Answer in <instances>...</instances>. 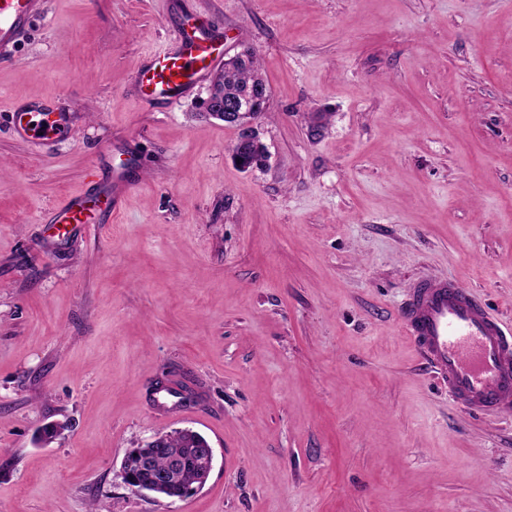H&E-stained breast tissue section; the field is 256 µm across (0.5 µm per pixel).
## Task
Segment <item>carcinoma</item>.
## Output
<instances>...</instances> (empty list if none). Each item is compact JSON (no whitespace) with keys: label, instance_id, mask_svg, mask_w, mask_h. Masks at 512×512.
Wrapping results in <instances>:
<instances>
[{"label":"carcinoma","instance_id":"1","mask_svg":"<svg viewBox=\"0 0 512 512\" xmlns=\"http://www.w3.org/2000/svg\"><path fill=\"white\" fill-rule=\"evenodd\" d=\"M261 65L257 54L244 50L237 59L224 66L211 86L213 97L234 99L248 109L264 114L268 109V98L265 97V82L261 77ZM192 435H173L162 448H134L125 457L124 469L134 475L140 482H146L153 471L168 466L173 458L178 461L174 479L170 488L158 493V496L171 498L182 496L193 489L197 482L198 463L192 449Z\"/></svg>","mask_w":512,"mask_h":512}]
</instances>
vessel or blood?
<instances>
[{"label":"vessel or blood","instance_id":"obj_1","mask_svg":"<svg viewBox=\"0 0 512 512\" xmlns=\"http://www.w3.org/2000/svg\"><path fill=\"white\" fill-rule=\"evenodd\" d=\"M43 5L44 0H0V51L15 46ZM223 66V28L187 15L176 39L142 60L125 93L151 108L167 109ZM71 131V114L54 100L23 99L12 108V133L21 141L49 146ZM88 177L90 190L69 195L53 210L52 223L93 224L101 211L118 215L136 185L123 170L105 182L94 169ZM402 323L419 354L467 410L512 409V332L473 291L453 280H422L402 310Z\"/></svg>","mask_w":512,"mask_h":512}]
</instances>
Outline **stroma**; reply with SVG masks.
<instances>
[{
	"mask_svg": "<svg viewBox=\"0 0 512 512\" xmlns=\"http://www.w3.org/2000/svg\"><path fill=\"white\" fill-rule=\"evenodd\" d=\"M181 2L259 56L265 166L207 86L125 95L166 0H46L0 53V512H512V410L457 405L400 318L448 278L512 329V0ZM21 98L70 137L12 136ZM98 163L141 167L119 215L50 224ZM185 427L206 485L131 490ZM12 112V133L21 141L50 146L68 138L72 115L51 99H22ZM161 434H156L149 443L152 448H133L125 457L124 469L134 475L140 483H147L153 471L165 469L172 458L177 459L178 468L174 472V479L169 490H152L149 493L160 497L171 499L178 496V499H184L182 496L186 492L194 489L197 482L198 463L194 452L190 447L194 441L195 435H173L164 444L160 442ZM196 454L201 459L202 468L198 473V484L194 491L202 488L212 471L214 461V450L207 439H196L194 441ZM123 469V479L125 483L138 491L137 481L134 477ZM192 491L191 493H193ZM182 496V497H181Z\"/></svg>",
	"mask_w": 512,
	"mask_h": 512,
	"instance_id": "stroma-1",
	"label": "stroma"
}]
</instances>
